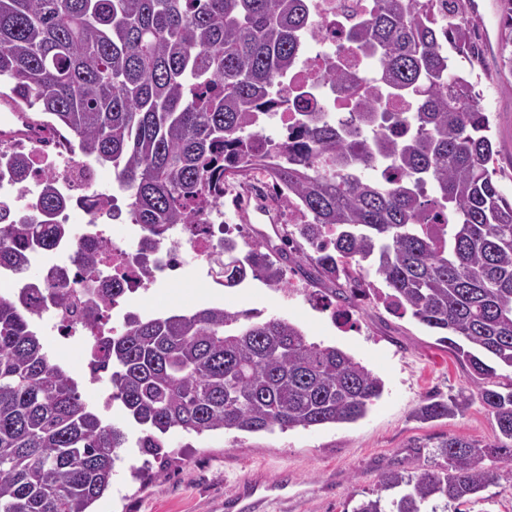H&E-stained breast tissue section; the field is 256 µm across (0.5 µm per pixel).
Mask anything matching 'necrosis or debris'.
<instances>
[{"instance_id":"1","label":"necrosis or debris","mask_w":512,"mask_h":512,"mask_svg":"<svg viewBox=\"0 0 512 512\" xmlns=\"http://www.w3.org/2000/svg\"><path fill=\"white\" fill-rule=\"evenodd\" d=\"M370 0H309L311 15L318 33L276 89L282 107L264 116L259 130L285 132L296 126L299 110L323 113L341 123L350 122L352 105L380 82V73L357 50L349 36L362 20ZM330 71L349 75L344 84L317 81L316 76ZM31 165L37 173L61 176V187L76 201L74 214L81 224L76 237L86 248L108 243L109 251L99 276L73 281L70 245L59 242L52 254L34 253L32 262L37 277L10 270H0V285L14 298L24 299L34 311V324L44 334L58 335L67 343L91 352L97 337L90 332L82 309L66 308L51 288L58 276L71 277L70 290L77 300L107 292L113 282H122L128 294L142 296L165 282L183 280L187 269H204L206 288L223 287L224 279L215 273L212 258L221 239L238 240V231H226L223 208H215L205 221L207 230H189L183 224L172 225L166 243L150 246L142 225L122 221L112 224V214L120 210L119 200L103 206L97 200L98 171L87 166L74 152L63 149L49 132L23 142Z\"/></svg>"}]
</instances>
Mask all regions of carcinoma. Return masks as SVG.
<instances>
[{
	"instance_id": "cac0c4a2",
	"label": "carcinoma",
	"mask_w": 512,
	"mask_h": 512,
	"mask_svg": "<svg viewBox=\"0 0 512 512\" xmlns=\"http://www.w3.org/2000/svg\"><path fill=\"white\" fill-rule=\"evenodd\" d=\"M500 35L512 75V0ZM471 0H374L351 39L377 59L382 90L358 103L359 127L301 113L295 135L258 144L252 127L284 105L274 86L312 31L309 0H0V97L38 111L91 163L112 167L128 215L154 244L169 226L203 223L230 179L262 173L303 223L279 259L318 277L386 289L393 312L441 334L471 371L499 431L491 446L442 439L445 464L387 468L352 512H448L512 471V197L491 168L489 112L473 80ZM408 112H385V89ZM19 189L26 153H0ZM71 199L44 176L36 217L0 207V268L71 234L53 223ZM253 244L224 245V286L248 276L287 287L283 266ZM99 254L73 256L76 279ZM26 303L0 296V512H93L112 487L128 434L104 421L52 362ZM142 426L140 454L163 462L185 438L354 423L384 390L347 352L283 317L220 306L133 315L97 339L89 366ZM428 399L424 421L464 412ZM491 459L496 468L484 466Z\"/></svg>"
}]
</instances>
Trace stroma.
I'll list each match as a JSON object with an SVG mask.
<instances>
[{"instance_id":"obj_1","label":"stroma","mask_w":512,"mask_h":512,"mask_svg":"<svg viewBox=\"0 0 512 512\" xmlns=\"http://www.w3.org/2000/svg\"><path fill=\"white\" fill-rule=\"evenodd\" d=\"M471 16L482 48L475 72L497 149L495 179L512 195V76L501 75L498 0H473ZM200 277L193 272L188 282L159 288L140 301L160 315L218 305L288 318L312 340L339 347L380 376L383 394L350 424L195 440L163 464L126 449L96 512H225V499L252 481L266 489L259 512H352L376 492L385 468L415 471L443 464L440 439L496 440L495 421L477 398L468 367L440 343L438 333L411 316L392 313L373 296H337L327 283L308 284L305 296L292 297L250 277L216 298ZM461 396L469 400L462 414L432 421L417 416L427 398ZM132 464L144 466V480H131ZM462 512H512V471L499 470Z\"/></svg>"}]
</instances>
